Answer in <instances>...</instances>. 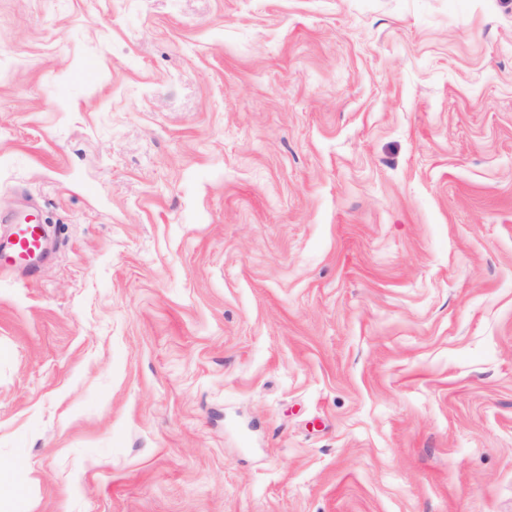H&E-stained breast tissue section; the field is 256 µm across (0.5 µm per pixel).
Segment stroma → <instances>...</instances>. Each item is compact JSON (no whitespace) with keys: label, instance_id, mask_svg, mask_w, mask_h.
Listing matches in <instances>:
<instances>
[{"label":"stroma","instance_id":"1","mask_svg":"<svg viewBox=\"0 0 512 512\" xmlns=\"http://www.w3.org/2000/svg\"><path fill=\"white\" fill-rule=\"evenodd\" d=\"M0 512H512V0H0ZM31 219L15 224L13 238L8 250L9 258L23 263L40 252L43 246L42 224H35Z\"/></svg>","mask_w":512,"mask_h":512}]
</instances>
